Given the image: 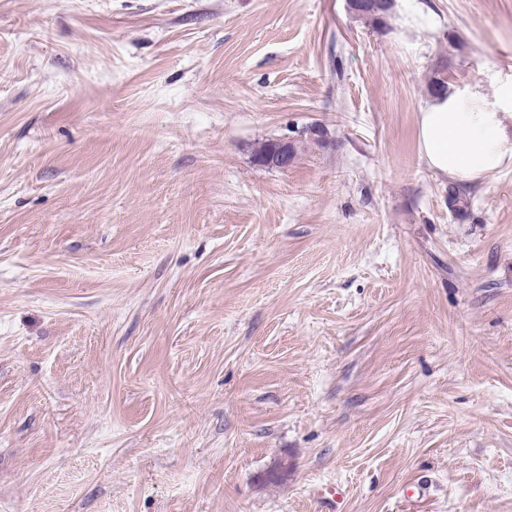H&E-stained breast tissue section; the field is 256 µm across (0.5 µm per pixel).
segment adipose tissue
I'll use <instances>...</instances> for the list:
<instances>
[{
	"mask_svg": "<svg viewBox=\"0 0 512 512\" xmlns=\"http://www.w3.org/2000/svg\"><path fill=\"white\" fill-rule=\"evenodd\" d=\"M478 92L430 98L419 114L420 151L435 173L474 180L512 166V133L500 112L478 110Z\"/></svg>",
	"mask_w": 512,
	"mask_h": 512,
	"instance_id": "1",
	"label": "adipose tissue"
}]
</instances>
